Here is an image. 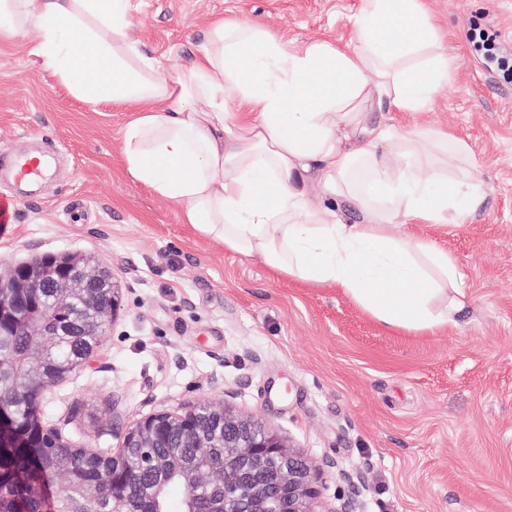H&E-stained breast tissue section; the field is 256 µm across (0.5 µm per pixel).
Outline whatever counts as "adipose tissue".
Here are the masks:
<instances>
[{"instance_id":"adipose-tissue-1","label":"adipose tissue","mask_w":512,"mask_h":512,"mask_svg":"<svg viewBox=\"0 0 512 512\" xmlns=\"http://www.w3.org/2000/svg\"><path fill=\"white\" fill-rule=\"evenodd\" d=\"M129 0H0V33L36 28L43 65L76 96L127 106L128 175L180 207L182 223L279 276L339 288L383 329L427 333L464 306L448 254L398 237L397 222L457 224L478 180L449 184L433 130L367 121L417 112L448 81L420 0H366L356 46H298L247 20L211 24L198 53L163 76L129 34ZM361 214L347 223L346 208Z\"/></svg>"}]
</instances>
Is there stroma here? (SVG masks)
Masks as SVG:
<instances>
[{"instance_id": "obj_1", "label": "stroma", "mask_w": 512, "mask_h": 512, "mask_svg": "<svg viewBox=\"0 0 512 512\" xmlns=\"http://www.w3.org/2000/svg\"><path fill=\"white\" fill-rule=\"evenodd\" d=\"M448 84L420 112L371 122L464 139L484 199L458 224L397 231L448 254L466 306L433 333L384 330L339 288L274 276L258 256L181 223L126 173V108L73 95L33 55L35 29L0 36V151H50L51 174L10 197L0 270L45 254L111 266L118 317L47 402L73 447L116 448L126 426L203 399L263 421L320 467L322 501L349 512H512V80L466 39L492 26L512 53V0H422ZM364 0H130L131 34L170 69L218 18L305 46L355 44Z\"/></svg>"}]
</instances>
